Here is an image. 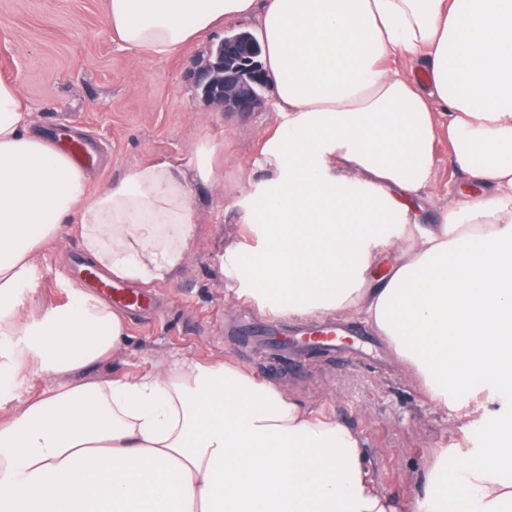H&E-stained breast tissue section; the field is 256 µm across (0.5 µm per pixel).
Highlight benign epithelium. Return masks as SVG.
Wrapping results in <instances>:
<instances>
[{
    "label": "benign epithelium",
    "mask_w": 512,
    "mask_h": 512,
    "mask_svg": "<svg viewBox=\"0 0 512 512\" xmlns=\"http://www.w3.org/2000/svg\"><path fill=\"white\" fill-rule=\"evenodd\" d=\"M195 92L224 112L247 114L264 106L271 81L261 62V46L252 32L232 31L195 71Z\"/></svg>",
    "instance_id": "7a95c632"
}]
</instances>
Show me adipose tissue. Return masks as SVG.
I'll list each match as a JSON object with an SVG mask.
<instances>
[{
    "instance_id": "1",
    "label": "adipose tissue",
    "mask_w": 512,
    "mask_h": 512,
    "mask_svg": "<svg viewBox=\"0 0 512 512\" xmlns=\"http://www.w3.org/2000/svg\"><path fill=\"white\" fill-rule=\"evenodd\" d=\"M106 18L124 48L159 57L258 21L287 122L254 164L249 239L225 246L228 296L369 325L467 422L512 393V0H106ZM31 126L0 80V374L35 363L53 381L0 416V512H512L511 415L459 457L457 483L440 452L397 507L354 432L234 360L82 379L128 327L98 299L28 319L41 246L68 222L102 272L172 280L197 232L187 182L224 174L202 146L191 170L140 165L96 192ZM442 141L473 181L447 204L427 194ZM479 376L484 396L464 398Z\"/></svg>"
}]
</instances>
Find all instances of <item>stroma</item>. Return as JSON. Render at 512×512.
I'll list each match as a JSON object with an SVG mask.
<instances>
[{"instance_id":"35a3bbf8","label":"stroma","mask_w":512,"mask_h":512,"mask_svg":"<svg viewBox=\"0 0 512 512\" xmlns=\"http://www.w3.org/2000/svg\"><path fill=\"white\" fill-rule=\"evenodd\" d=\"M224 37L216 30L169 57L136 54L112 37L104 0H0V80L16 83L39 134L71 128L94 145L89 169L95 190L147 163L186 168L195 148H224V184L190 182L198 234L175 279L145 286V308L125 310L130 342L119 358L89 367L92 380L153 373L175 356L200 363L227 357L260 381L357 433L369 477L396 500L415 492L414 477L441 449L449 460L486 445L489 417L473 426L436 407L421 383L371 327L361 350L314 353L296 345L274 347L258 332L262 312L225 294L233 272L226 242L241 238L244 201L256 189L251 168L276 124L269 107L243 116L217 112L195 94L192 69ZM430 194L445 203L466 183L448 143L437 144ZM84 253L70 225H63L36 261L41 308L76 300L78 263Z\"/></svg>"}]
</instances>
